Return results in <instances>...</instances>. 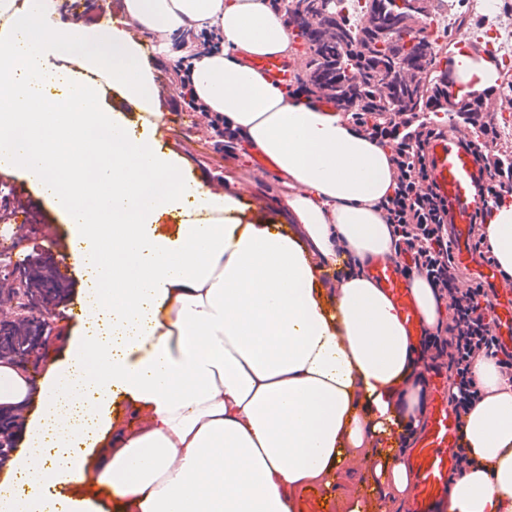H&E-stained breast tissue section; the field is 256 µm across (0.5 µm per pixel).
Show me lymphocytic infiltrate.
Wrapping results in <instances>:
<instances>
[{"instance_id":"1","label":"lymphocytic infiltrate","mask_w":512,"mask_h":512,"mask_svg":"<svg viewBox=\"0 0 512 512\" xmlns=\"http://www.w3.org/2000/svg\"><path fill=\"white\" fill-rule=\"evenodd\" d=\"M425 112L407 114L400 121L371 125V138L391 145L397 170V188L388 209L390 223L396 225L402 252L411 254L412 264L406 275L426 277L433 288L452 296L453 321L445 328L427 333L421 343L423 355L431 360L445 359L449 372L455 375L458 394L454 398L457 410H464L477 394L469 375L470 361L479 352L496 357L502 372L512 376V355L501 353L497 339L489 331L486 307L487 295L482 286L472 287L465 300L455 299L457 267L448 234V204L437 196L422 192L428 179L429 139L438 129ZM479 180L485 206L475 215L477 223H487L494 206L504 201L508 189L504 171L494 170L485 152H478ZM467 323L469 331L461 335L458 323Z\"/></svg>"}]
</instances>
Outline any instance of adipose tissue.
<instances>
[{
  "label": "adipose tissue",
  "mask_w": 512,
  "mask_h": 512,
  "mask_svg": "<svg viewBox=\"0 0 512 512\" xmlns=\"http://www.w3.org/2000/svg\"><path fill=\"white\" fill-rule=\"evenodd\" d=\"M0 24V90L23 117L47 90L80 100L71 126L136 137L141 171L167 190L136 199L111 182L105 223L79 209L78 167L58 171L16 144L0 122V156L73 224L79 282L89 285L101 247L140 252L134 287L113 277L111 308L90 305L78 343L50 362L39 384L42 413L25 425L27 453L12 462L18 486L0 493L8 512H295L314 487L336 492L337 512H380L403 503L414 475L404 462L424 425L429 371L396 307L368 274L395 258L386 219L392 152L350 115L289 93L251 66L292 54L293 37L267 0H124L109 25L65 21L59 0H10ZM166 40L212 30L219 48L191 47L196 103L222 117L247 152L268 159L295 229L258 217L237 193L189 179L162 149L167 115L154 67L134 29ZM119 51L133 69L109 66ZM131 104L147 136L99 106L105 88ZM169 214L174 225H159ZM498 270L512 280V205L482 228ZM411 289L422 323L436 330L447 301L422 277ZM100 367L84 369L89 354ZM480 390L462 422L474 463L452 478L448 512H512V379L476 356ZM369 474V499L349 493Z\"/></svg>",
  "instance_id": "1"
}]
</instances>
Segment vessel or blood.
Returning <instances> with one entry per match:
<instances>
[{"label":"vessel or blood","mask_w":512,"mask_h":512,"mask_svg":"<svg viewBox=\"0 0 512 512\" xmlns=\"http://www.w3.org/2000/svg\"><path fill=\"white\" fill-rule=\"evenodd\" d=\"M254 65L272 80L288 84L294 80L301 61L269 56L255 60ZM472 129V124L465 121L454 125L451 132L430 139L427 146L430 177L425 187L447 201L455 262L465 268L478 263L479 268L472 278L487 290L490 332L496 336L502 350L512 353V282L499 277L492 261L475 258L477 234L473 220L482 209L484 199L478 187L477 158L463 147L464 142L470 140ZM12 220V239L16 242L31 227L41 228L52 278L58 285H69L75 264L62 229L54 224H41L37 212L23 200L14 205ZM370 274L392 298L409 336L422 339L424 327L402 264L396 260L378 262L371 267ZM441 387V380L431 381L425 426L412 439L406 456V463L416 476L406 512H430L432 505L446 495L449 477L459 470L460 420Z\"/></svg>","instance_id":"obj_1"}]
</instances>
